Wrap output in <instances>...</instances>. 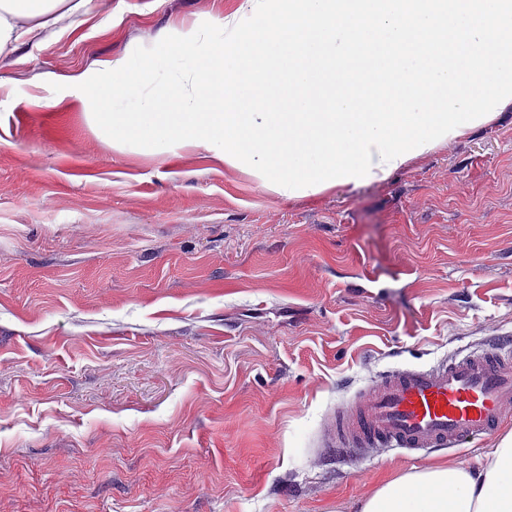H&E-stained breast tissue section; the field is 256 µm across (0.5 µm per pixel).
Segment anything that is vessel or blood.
I'll use <instances>...</instances> for the list:
<instances>
[{
    "label": "vessel or blood",
    "mask_w": 512,
    "mask_h": 512,
    "mask_svg": "<svg viewBox=\"0 0 512 512\" xmlns=\"http://www.w3.org/2000/svg\"><path fill=\"white\" fill-rule=\"evenodd\" d=\"M511 408L512 352L492 346L385 372L337 407L325 440L362 459L376 448L410 456L493 434Z\"/></svg>",
    "instance_id": "1"
}]
</instances>
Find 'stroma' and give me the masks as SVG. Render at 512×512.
Listing matches in <instances>:
<instances>
[{"instance_id":"1","label":"stroma","mask_w":512,"mask_h":512,"mask_svg":"<svg viewBox=\"0 0 512 512\" xmlns=\"http://www.w3.org/2000/svg\"><path fill=\"white\" fill-rule=\"evenodd\" d=\"M239 0H95L0 55V512H356L471 464L331 457L338 404L512 336V108L385 180L290 197L59 95Z\"/></svg>"}]
</instances>
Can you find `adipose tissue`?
<instances>
[{"label": "adipose tissue", "instance_id": "adipose-tissue-1", "mask_svg": "<svg viewBox=\"0 0 512 512\" xmlns=\"http://www.w3.org/2000/svg\"><path fill=\"white\" fill-rule=\"evenodd\" d=\"M65 0H0V53L57 23ZM358 512H512V433L473 465H437L387 481Z\"/></svg>", "mask_w": 512, "mask_h": 512}]
</instances>
